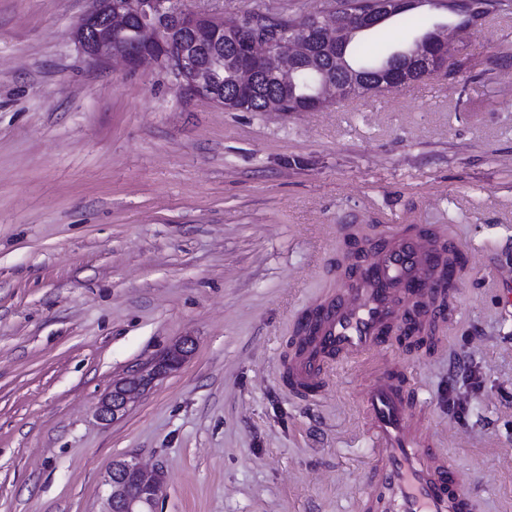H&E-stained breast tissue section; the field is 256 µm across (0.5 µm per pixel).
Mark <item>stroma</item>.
Instances as JSON below:
<instances>
[{
	"instance_id": "stroma-1",
	"label": "stroma",
	"mask_w": 512,
	"mask_h": 512,
	"mask_svg": "<svg viewBox=\"0 0 512 512\" xmlns=\"http://www.w3.org/2000/svg\"><path fill=\"white\" fill-rule=\"evenodd\" d=\"M88 7L0 0V512H105L131 457L163 472L158 512H357L359 367L317 402L282 373L294 322L385 224L454 227L453 324L381 361L479 512H512V6L457 42L454 77L301 112L93 61L69 35ZM185 337L180 368L96 419ZM193 350V341L183 338L161 356L147 373L131 375L113 383L97 408L98 419L105 423L122 419L129 412L135 395L147 391L156 380L178 369Z\"/></svg>"
}]
</instances>
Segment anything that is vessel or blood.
Segmentation results:
<instances>
[{"mask_svg":"<svg viewBox=\"0 0 512 512\" xmlns=\"http://www.w3.org/2000/svg\"><path fill=\"white\" fill-rule=\"evenodd\" d=\"M459 248L428 224H397L353 252L346 285L316 303L284 368L285 386L319 397L330 368L370 361L396 334L447 326L442 299L458 286ZM363 413L376 459L363 512H476L457 463L424 429L397 370L370 373Z\"/></svg>","mask_w":512,"mask_h":512,"instance_id":"b4317fda","label":"vessel or blood"}]
</instances>
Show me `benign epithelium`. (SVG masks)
Listing matches in <instances>:
<instances>
[{
	"label": "benign epithelium",
	"mask_w": 512,
	"mask_h": 512,
	"mask_svg": "<svg viewBox=\"0 0 512 512\" xmlns=\"http://www.w3.org/2000/svg\"><path fill=\"white\" fill-rule=\"evenodd\" d=\"M448 13L469 21V27L484 17L488 6L475 0H443ZM393 0H368L361 10L309 14L301 25L286 19L278 20L279 29L290 30L289 42L277 48L263 22L246 25L224 23L218 15L192 11L183 6V0H91V7L70 29V36L89 58L102 61L118 57L129 66L152 60L167 71L185 91L197 95L211 94L215 73L198 60L194 49L173 50L168 31L190 32L216 42L226 34L238 41L235 67L242 80L238 93L247 97L252 92L248 81L256 70H263L277 80H286L312 59L314 41L330 42L341 31L356 32L383 21L391 10ZM138 22L137 35L122 51L114 45L126 40L129 18ZM448 29L440 28L428 38L414 43L415 57L436 74L445 72L454 59L448 58ZM357 89L356 84L324 83L312 98V104L339 100ZM194 343L189 338L177 341L152 368L131 375L112 384L97 408L99 420L110 423L127 415L135 395L147 391L156 380L178 369L193 353ZM105 484L109 487L106 512H157L164 492L159 470H147L136 459L118 461L110 470Z\"/></svg>",
	"instance_id": "benign-epithelium-1"
}]
</instances>
